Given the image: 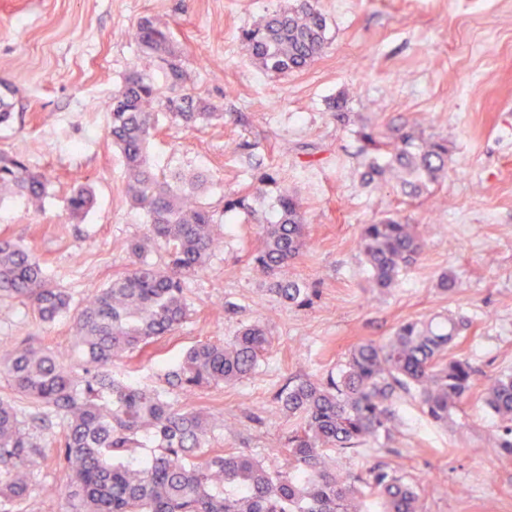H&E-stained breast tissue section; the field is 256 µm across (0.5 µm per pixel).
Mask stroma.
I'll list each match as a JSON object with an SVG mask.
<instances>
[{"label": "stroma", "mask_w": 512, "mask_h": 512, "mask_svg": "<svg viewBox=\"0 0 512 512\" xmlns=\"http://www.w3.org/2000/svg\"><path fill=\"white\" fill-rule=\"evenodd\" d=\"M293 0H0V78L15 89L14 119L0 125V150L25 154L48 180L41 214L18 200L0 204V237L25 243L74 304L124 271L126 244L146 214L126 196V168L108 134V106L125 74L156 72L131 33L166 23L193 76L192 91L222 116L186 128L155 114L150 142L158 172L207 177L203 198L262 188L256 216L228 214L207 267L186 278L192 314L153 353L113 362V375L163 388L165 366L199 341L222 342L250 324L271 338L255 372L200 393L194 405L223 413L209 441L237 448L266 468L283 467L279 442L294 428L276 396L288 383L325 377L363 341L382 342L408 320L435 315L472 322L457 349L482 382L512 370V0H317L328 45L309 67L284 75L250 59L241 32ZM346 96L348 121L329 104ZM414 127L446 138L448 170L431 195L404 196L396 184H364L357 151L363 130L392 136ZM96 204L68 218L74 182ZM288 189L308 224L303 254L288 269L314 289L306 307L270 293L249 261L273 198ZM388 217L429 227L418 260L394 288H370L358 251L363 225ZM453 274L455 293L439 287ZM49 346L80 369L72 321L44 324L18 302H0V346ZM401 422L388 447L338 456L403 465L423 490L426 512H512V457L488 453L501 423L472 397L448 424L430 421L417 399L397 402ZM61 426L39 432L46 457L32 471L41 512H70V477L56 461Z\"/></svg>", "instance_id": "35a3bbf8"}]
</instances>
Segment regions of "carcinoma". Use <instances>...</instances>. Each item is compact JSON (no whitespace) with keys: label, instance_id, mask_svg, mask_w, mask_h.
I'll list each match as a JSON object with an SVG mask.
<instances>
[{"label":"carcinoma","instance_id":"cac0c4a2","mask_svg":"<svg viewBox=\"0 0 512 512\" xmlns=\"http://www.w3.org/2000/svg\"><path fill=\"white\" fill-rule=\"evenodd\" d=\"M326 30L315 2L300 0L263 16L243 32V42L260 69L284 74L308 67L324 52ZM133 38L166 84L132 71L112 95L110 135L124 158L126 193L148 216L146 234L126 246V271L93 290L73 312L69 295L47 276L41 257L18 241L0 239V302L18 301L42 323L72 314L74 343L85 360L79 376L46 348L15 342L0 354L15 393L37 408L27 422L14 400L0 398V502L40 512L30 488L32 467L42 458L33 431L60 420L56 458L71 472V512H424L420 490L406 479L403 466H368L354 474L329 466L327 454L388 446L399 424L396 402L404 393L416 392L424 414L447 422L480 387L471 362L449 352L471 327L466 318L404 322L385 343L356 345L336 373L287 384L277 403L299 422L278 449L286 460L283 470L267 469L241 451L208 447L224 418L190 407L198 391L233 385L253 373L269 346L262 327L187 348L167 373V384L185 400L181 407L163 391L128 384L109 372L115 360L131 359L176 333L190 316L183 281L203 269L218 246L217 213L198 195L202 179L187 180L178 172L159 176L147 148L158 107L187 126L217 117L219 107L185 91L190 75L166 24L144 18ZM11 95V86L0 80V124L11 119ZM361 138L365 184L391 176L404 195L417 198L430 193L448 169L445 139L413 130L391 140L371 132ZM47 186L25 155L0 151V197H19L38 213ZM94 205L92 188L75 184L70 217L79 221ZM276 207L277 220L264 226L251 264L268 279L271 292L301 306L309 301L308 288L285 271L306 246L302 205L282 192ZM157 243L167 251L163 267L145 259ZM423 246L417 224L386 218L364 225L359 248L371 287H393ZM482 396L503 424L488 447L512 455V374L491 380ZM147 443L150 452L144 451Z\"/></svg>","mask_w":512,"mask_h":512}]
</instances>
